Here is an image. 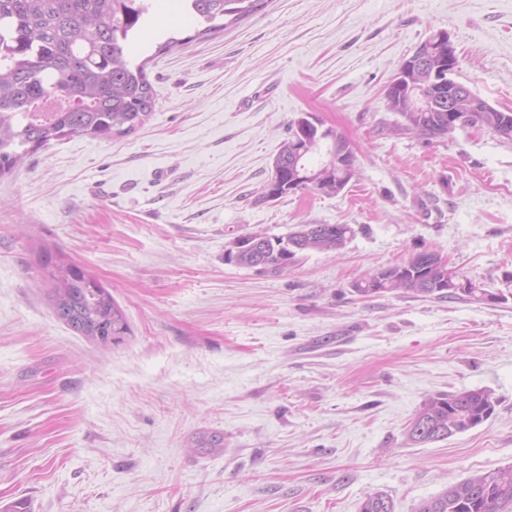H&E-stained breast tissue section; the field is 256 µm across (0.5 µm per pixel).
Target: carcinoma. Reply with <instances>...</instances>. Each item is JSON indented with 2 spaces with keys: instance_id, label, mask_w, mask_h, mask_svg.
<instances>
[{
  "instance_id": "carcinoma-1",
  "label": "carcinoma",
  "mask_w": 512,
  "mask_h": 512,
  "mask_svg": "<svg viewBox=\"0 0 512 512\" xmlns=\"http://www.w3.org/2000/svg\"><path fill=\"white\" fill-rule=\"evenodd\" d=\"M270 0H186V7L205 23L198 34L218 31L264 8ZM151 0H0V176L10 173L28 151L74 135L112 138L135 132L154 110L156 100L146 63L134 64L129 46L148 19ZM387 109L399 114L404 129L428 139L448 135L447 106L410 112L387 96ZM481 126L512 138V112L475 111ZM312 139L328 142L331 154L353 152L346 135L325 128L314 115L295 119ZM325 151L313 155L316 180L288 183L279 196L305 190L325 194L342 191L356 177L355 168L320 165ZM354 235L348 224H300L286 237L251 233L239 238L227 262L238 267L280 272L301 254L336 251ZM57 316L75 331L92 335L99 323L116 340L128 332L123 311L106 288L73 265L50 272ZM504 288L490 293L471 280L448 287V265L435 253L422 251L408 261L382 267L351 284L368 297L393 291L413 295L492 302L512 297V272ZM494 413L491 393L470 389L427 397L409 419L410 445L447 440L487 421ZM512 508V465L457 481L424 499L418 512H506ZM359 512H394L383 491L368 494Z\"/></svg>"
}]
</instances>
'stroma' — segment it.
<instances>
[{
    "label": "stroma",
    "instance_id": "stroma-1",
    "mask_svg": "<svg viewBox=\"0 0 512 512\" xmlns=\"http://www.w3.org/2000/svg\"><path fill=\"white\" fill-rule=\"evenodd\" d=\"M197 28L161 0L132 49L156 92L135 133L51 141L0 178V512H358L376 491L417 512L512 465V298L351 288L424 250L491 291L512 271V139L417 137L384 95L442 29L457 80L512 110V0H270ZM305 113L347 136L358 175L265 199ZM299 224L355 234L278 273L226 262ZM51 262L108 290L121 342L57 317ZM468 389L496 399L487 422L407 444L426 397Z\"/></svg>",
    "mask_w": 512,
    "mask_h": 512
}]
</instances>
